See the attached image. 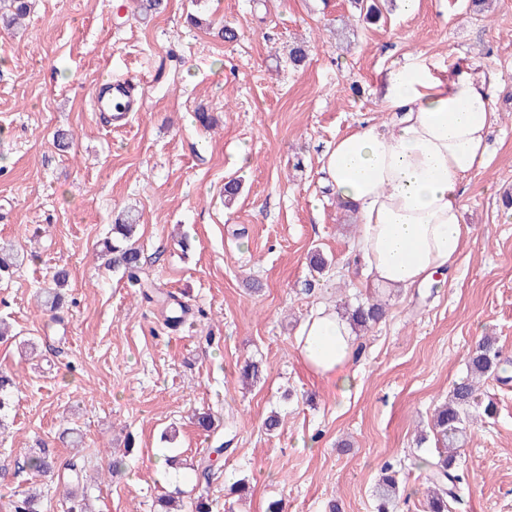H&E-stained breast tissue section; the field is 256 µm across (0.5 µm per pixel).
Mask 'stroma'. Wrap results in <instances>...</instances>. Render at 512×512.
<instances>
[{
	"mask_svg": "<svg viewBox=\"0 0 512 512\" xmlns=\"http://www.w3.org/2000/svg\"><path fill=\"white\" fill-rule=\"evenodd\" d=\"M376 3L373 25L350 0H167L160 14L133 0H34L22 29L0 30V242L18 255L0 280V320L15 332L0 340V371L17 377L0 428V512L27 491L42 512H68L71 490L88 512H156L173 489L167 455L209 464V482L187 481L183 500L207 498L212 512H267L275 500L287 512H375L387 462L400 512H426L436 408L482 337L512 358V0L482 17L467 0H420L412 15ZM225 26L236 40L219 36ZM296 41L310 50L298 69ZM412 58L440 76L461 59L499 73L497 122L485 166L462 185L452 270L388 291L355 258L360 223L324 188L322 157L360 125L389 124L386 78ZM111 78L132 80L142 103L121 128L93 109ZM59 129L73 135L64 151ZM232 179L241 191L228 206ZM128 209L142 283L188 309L178 329L99 256ZM316 251L330 262L320 274ZM59 266L71 282L53 314L37 291ZM370 298L385 316L358 334L359 385L344 397L305 368L295 336L315 307ZM248 360L262 372L246 384ZM478 402L494 413L457 450L451 512H512V367L482 380ZM273 411L282 426L271 434ZM202 412L214 433L198 428ZM67 427L79 448L59 443ZM41 440L81 473L30 470Z\"/></svg>",
	"mask_w": 512,
	"mask_h": 512,
	"instance_id": "35a3bbf8",
	"label": "stroma"
}]
</instances>
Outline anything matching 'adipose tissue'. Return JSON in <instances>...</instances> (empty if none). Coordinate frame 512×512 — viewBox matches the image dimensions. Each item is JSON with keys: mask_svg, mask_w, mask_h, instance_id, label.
<instances>
[{"mask_svg": "<svg viewBox=\"0 0 512 512\" xmlns=\"http://www.w3.org/2000/svg\"><path fill=\"white\" fill-rule=\"evenodd\" d=\"M496 72L458 64L441 77L421 60L389 73L383 106L390 125H364L337 138L323 156L333 195L361 221L356 254L373 283L400 290L448 271L464 246L461 186L485 161L497 115L489 89ZM301 361L342 394L356 337L336 311L321 306L295 340Z\"/></svg>", "mask_w": 512, "mask_h": 512, "instance_id": "obj_1", "label": "adipose tissue"}]
</instances>
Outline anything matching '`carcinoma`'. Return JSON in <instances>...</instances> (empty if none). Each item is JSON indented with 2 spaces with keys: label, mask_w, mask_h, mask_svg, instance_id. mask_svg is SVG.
I'll return each instance as SVG.
<instances>
[{
  "label": "carcinoma",
  "mask_w": 512,
  "mask_h": 512,
  "mask_svg": "<svg viewBox=\"0 0 512 512\" xmlns=\"http://www.w3.org/2000/svg\"><path fill=\"white\" fill-rule=\"evenodd\" d=\"M354 8L365 21H377L380 11L376 4L370 0H352ZM30 9V0H3V12L0 13V27L11 30L20 19L26 16ZM138 224L132 213L126 212L115 218L112 224V237L104 242V249L108 256L107 266L115 271H122L131 279L135 278L140 268L141 253L134 246L132 240L136 234ZM69 270L62 267L57 269L52 277L54 286L42 292L43 306L51 311L59 308L61 295L59 289L69 282ZM383 315L379 303L361 304L351 313L354 326L366 327L377 322ZM512 361L502 357L496 343L485 337L481 339L467 360L468 375L453 385L452 394L448 403L437 413L435 428L440 435L444 451L439 453L438 459L428 463V480L434 486L433 495L428 502L429 512H449L450 502L457 499L458 476L452 473L455 461L454 450L457 444L466 437V425L473 422L475 415L471 409L475 404L477 383L487 375L495 374L511 364ZM16 386L15 378L0 372V413L9 407V397L12 388ZM29 469L46 473L53 467V460L48 455V449L43 448L40 454L30 457L27 461ZM399 480L391 464L382 467V477L376 488V512H397Z\"/></svg>",
  "instance_id": "carcinoma-1"
}]
</instances>
